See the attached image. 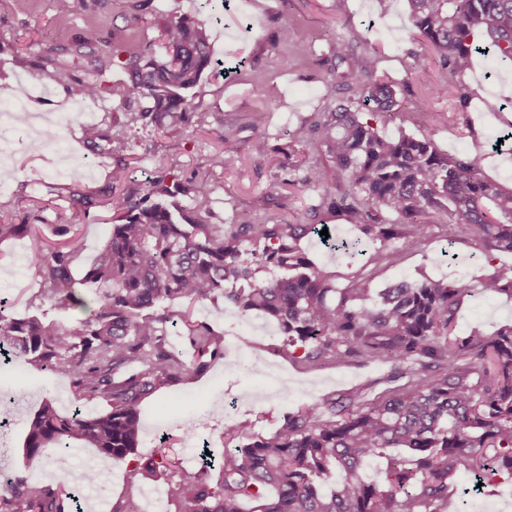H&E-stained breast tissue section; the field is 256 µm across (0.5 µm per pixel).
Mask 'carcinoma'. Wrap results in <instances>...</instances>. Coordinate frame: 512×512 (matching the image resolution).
<instances>
[{
	"label": "carcinoma",
	"mask_w": 512,
	"mask_h": 512,
	"mask_svg": "<svg viewBox=\"0 0 512 512\" xmlns=\"http://www.w3.org/2000/svg\"><path fill=\"white\" fill-rule=\"evenodd\" d=\"M407 10L452 79L477 54L512 60V0H407ZM160 32L164 57L126 58L129 79L118 95L148 103L130 120L148 117L172 133L196 117L202 131L216 135L221 155L233 157L234 131L206 126L187 97L215 64L207 23L175 16ZM329 50L326 96L339 79L359 102L314 112L289 135L279 185L320 191L305 220L286 224L267 214L256 223L214 224L207 180L170 187L158 174L139 192L120 167L112 169L109 199L115 224L87 267L80 266L82 245L69 235L67 211L56 212L64 228L54 241L42 239L35 224L0 223V237H31L41 295L62 314L19 318L0 303V346L7 342L35 368L69 378L78 399L107 407L63 415L44 400L28 420L27 459L50 444L65 454L78 440L125 461L139 443L141 402L224 359L223 333L193 312L222 298L242 315L260 311L276 322L290 355L312 364L392 362L397 386L371 399L355 393L305 406L268 438L238 424L225 433L228 449L214 468L188 472L164 455L138 461L126 473L129 486L164 479L174 512H243L245 501L255 503L253 512H441L459 473L475 485L512 479V324L491 336H460L457 313L475 292L450 275L398 282L360 306L367 283L338 287L302 247L315 240L358 259L363 243L378 241L368 261L392 266L402 251L421 245L426 226L446 224L448 245L473 240L491 262L496 253H512V190L482 176L480 152L448 156L424 135L383 136L366 116L399 114L394 86L377 77L374 55L337 73L353 60L351 43L337 40ZM110 63L93 58L79 78L52 55L43 58L48 79L80 99L98 97ZM83 131L91 149H112V135L100 126ZM296 141L308 154L294 149ZM306 166L310 175L296 178ZM172 189L189 204L166 202ZM335 220L359 232L356 245L338 246L320 234ZM479 285L483 296L512 297V266L495 268ZM176 325L192 350L188 361L172 340ZM391 448L399 452L387 455L381 479L365 481L363 463ZM329 477L336 481L326 488ZM0 512L81 510L62 485L17 474L0 483Z\"/></svg>",
	"instance_id": "1"
}]
</instances>
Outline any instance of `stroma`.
Listing matches in <instances>:
<instances>
[{
    "mask_svg": "<svg viewBox=\"0 0 512 512\" xmlns=\"http://www.w3.org/2000/svg\"><path fill=\"white\" fill-rule=\"evenodd\" d=\"M170 16L223 19L222 25L212 24L211 40L215 56L223 58L232 73H206L192 103L212 127L235 131L237 163L221 164L215 138L204 135L197 124L166 136L153 125L127 118L128 113L145 111L147 103H121L117 90L127 79L121 60L144 52L163 55L158 26ZM90 29L99 40L88 44L84 55H77L76 45ZM338 39L372 48L377 75L399 89L402 115L378 121L384 136L423 134L444 153L483 152L484 176L512 189V147L498 143L512 124V110L492 114L483 109L490 96L512 101V61L477 56L461 82L449 81L417 36L405 0H243L238 10L226 9L224 0H87L78 15L67 9L64 0H0V90L28 96V109L36 117L34 123L18 125L12 161L0 170V220L38 225L42 236L51 239L60 230L56 211L68 209L71 227L84 243L83 258L91 260L111 230L107 196L112 170L123 162L136 188L161 171L172 181L208 179L214 223H253L269 211L285 221H297L315 192L280 189L276 162L289 131L305 123L311 113L335 108L349 98L342 86L332 95L324 93L331 67L328 46ZM110 47L118 50L119 57L100 76L103 91L95 117L97 124L112 132V150L103 154L90 151L84 141L82 101L51 83L39 63L45 51H52L59 64L80 77L87 56L105 54ZM411 63L416 66L412 73L406 70ZM440 84L446 85V92L435 93ZM62 108L73 111L74 117L69 126L59 129L55 118ZM433 111L446 113V121L429 120ZM55 128L65 140V153L41 147L47 131ZM259 134L268 146L263 155L251 150ZM239 163L249 168V182L237 181ZM446 233L441 225L427 227L421 247L403 252L392 266L352 263L308 240L303 246L341 287L362 278L378 291L422 273L441 276L451 270L461 284L477 287L488 265L474 260L472 242L459 241L452 246L457 264L449 266L444 255ZM31 256L29 237L0 242V299L18 313L50 307L39 296ZM196 315L223 332L235 365L215 363L192 383L145 399L144 430L133 460L162 452L194 471L203 445L217 452L223 449L229 426L246 422L267 437L301 406L360 391L374 396L391 387V365L358 360L307 365L281 352L280 334L266 328L261 317H241L223 302L204 303ZM511 321L512 298L504 295L467 298L458 313L463 335L474 329L489 335ZM243 335L249 337V345H241ZM47 398L54 399L63 414L77 405L67 377L36 370L19 357L0 358V472L35 475L53 484L63 481V473L104 463L96 449L79 443L62 470L54 463L59 454L55 448L44 449L38 464L25 461L22 442L27 419ZM155 486L149 480L142 487L129 488L123 466L116 462L105 471L100 493L109 503L134 505Z\"/></svg>",
    "mask_w": 512,
    "mask_h": 512,
    "instance_id": "obj_1",
    "label": "stroma"
}]
</instances>
